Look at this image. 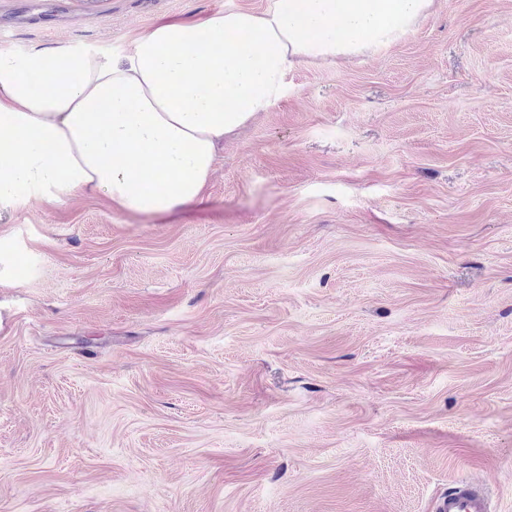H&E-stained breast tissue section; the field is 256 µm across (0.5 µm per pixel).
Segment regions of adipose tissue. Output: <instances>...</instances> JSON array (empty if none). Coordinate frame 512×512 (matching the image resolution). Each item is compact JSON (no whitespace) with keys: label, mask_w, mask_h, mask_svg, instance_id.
I'll return each instance as SVG.
<instances>
[{"label":"adipose tissue","mask_w":512,"mask_h":512,"mask_svg":"<svg viewBox=\"0 0 512 512\" xmlns=\"http://www.w3.org/2000/svg\"><path fill=\"white\" fill-rule=\"evenodd\" d=\"M434 0H270L168 21L122 55L0 52V212L79 193L157 216L201 198L224 137L269 111L301 61L406 38Z\"/></svg>","instance_id":"1"}]
</instances>
